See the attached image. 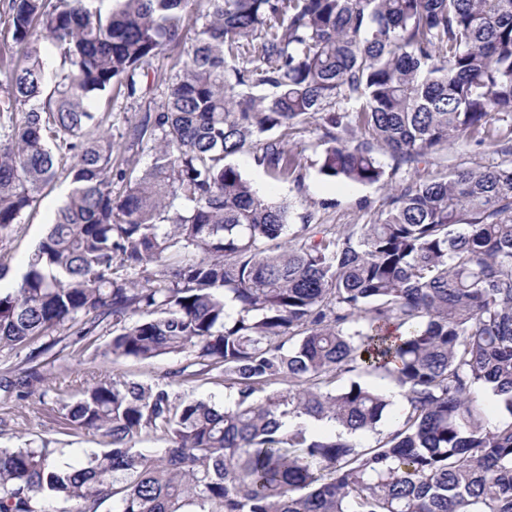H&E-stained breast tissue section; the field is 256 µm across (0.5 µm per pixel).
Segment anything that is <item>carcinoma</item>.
<instances>
[{
	"label": "carcinoma",
	"mask_w": 512,
	"mask_h": 512,
	"mask_svg": "<svg viewBox=\"0 0 512 512\" xmlns=\"http://www.w3.org/2000/svg\"><path fill=\"white\" fill-rule=\"evenodd\" d=\"M98 2L0 0V279L22 215L72 185L0 293V348L28 349L0 372V404L105 334V359L184 354L195 370L173 376L216 371L236 399L101 374L62 410L107 448L74 466L47 440L1 447L0 512H512V168L411 183L375 224L290 239L288 206L228 162L259 142L257 164L301 182L286 143L308 116L320 174L358 184L384 182L373 141L398 166L464 136L512 142L489 123L512 114V0ZM191 26L165 102L112 133L91 101L142 98ZM134 148L139 175L116 165ZM362 374L399 389L386 433L393 400ZM478 387L508 419L485 424ZM303 416L377 439L285 423ZM147 431L162 453L135 447Z\"/></svg>",
	"instance_id": "1"
}]
</instances>
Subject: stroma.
Here are the masks:
<instances>
[{
  "label": "stroma",
  "instance_id": "1",
  "mask_svg": "<svg viewBox=\"0 0 512 512\" xmlns=\"http://www.w3.org/2000/svg\"><path fill=\"white\" fill-rule=\"evenodd\" d=\"M180 56L179 50L166 51L156 61L154 71L145 78L148 91L143 99L131 100L113 94L111 105L96 102L97 111L111 109L114 130H122L126 120H138L147 108H158L164 100L163 78L171 75ZM287 148L299 164L302 183L282 180L258 166L251 154L233 157L232 162L252 183L258 194L273 203L289 206V235H297L304 223L322 224L332 232H341L353 224L376 222L386 209L392 188L402 187L416 180L440 181L457 169L510 168L512 150L473 138H463L451 147L433 154L428 163L419 168L395 167L383 145H375L386 170V185L354 184L332 180L318 170V159L323 150L322 130L318 120L309 119L291 130ZM68 192L66 181H57L54 188L46 190L32 214L24 216L17 234L10 243V274L0 280V291H11L26 269L29 255L46 235L48 224ZM107 337H99L93 348L69 361L67 368L58 369L44 395L33 396L29 401L0 404V444L17 445L19 439L53 441L62 460L78 463L91 453L104 448L103 438L93 432L77 433L68 428L62 415L63 404L80 398L93 376L108 374L121 380H134L145 384L166 381L169 372L186 366L184 355H165L150 361L133 358L102 359L98 351L107 344ZM178 395L202 399L220 407L233 405L235 393L226 388L223 376L211 373L194 380L173 385Z\"/></svg>",
  "mask_w": 512,
  "mask_h": 512
}]
</instances>
